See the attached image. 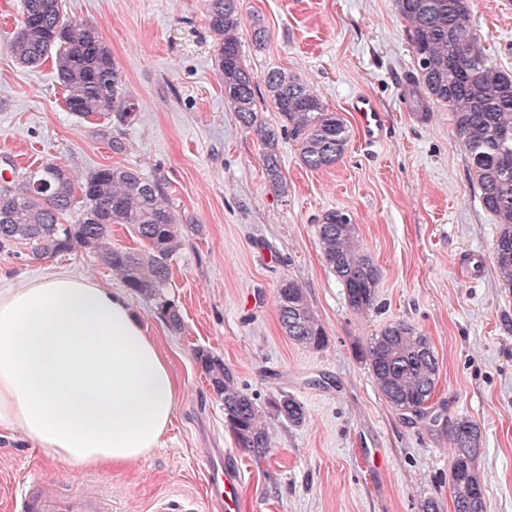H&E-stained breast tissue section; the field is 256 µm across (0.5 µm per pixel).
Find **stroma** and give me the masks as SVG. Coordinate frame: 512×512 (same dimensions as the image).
Wrapping results in <instances>:
<instances>
[{"instance_id": "1", "label": "stroma", "mask_w": 512, "mask_h": 512, "mask_svg": "<svg viewBox=\"0 0 512 512\" xmlns=\"http://www.w3.org/2000/svg\"><path fill=\"white\" fill-rule=\"evenodd\" d=\"M20 2L0 0V181L21 182L48 162L80 177L129 168L161 176L181 221L165 290L180 329L154 302L129 296L175 377V420L153 453L109 473L117 512H153L168 496L193 497L197 512H213L203 448L224 449L238 464V512H420L427 499L438 512H454L447 425L460 417L482 430L487 512H512V288L493 265L498 226L479 201L447 107H433L424 120L409 106L414 62L394 0H242L238 37L260 119L282 124L264 83L282 69L349 129L343 158L319 170L303 166L295 141L280 134L282 191L268 180L260 141L224 98L205 0H63L65 17L98 28L138 104L122 127L68 112L52 62L28 68L16 61ZM255 17L268 30L261 49ZM471 31L489 61L512 72V0H473ZM356 96L381 113L376 141L363 139L348 107ZM336 209L351 215L361 249L381 270L366 313L348 306L321 256L317 226ZM57 271L124 287L93 253L36 260L21 241L0 255L9 285ZM285 279L302 287L327 333L325 348L284 333L276 291ZM399 320L418 327L437 355L431 407L442 425L393 409L362 356L370 336ZM200 349L219 356L259 404L294 395L305 405L304 423L268 418L266 453L238 447L196 359ZM30 476L64 490L91 485L99 473L50 461L18 432L0 428V479Z\"/></svg>"}]
</instances>
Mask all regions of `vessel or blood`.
<instances>
[{"instance_id":"obj_1","label":"vessel or blood","mask_w":512,"mask_h":512,"mask_svg":"<svg viewBox=\"0 0 512 512\" xmlns=\"http://www.w3.org/2000/svg\"><path fill=\"white\" fill-rule=\"evenodd\" d=\"M352 107L360 114L365 134L373 135L379 116L372 102L359 98ZM241 482V472L236 463L223 451H214L206 470L210 500L224 512H233ZM8 509L9 512H112V495L101 486L65 495L59 492L55 483L36 479L10 497Z\"/></svg>"}]
</instances>
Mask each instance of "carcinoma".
I'll list each match as a JSON object with an SVG mask.
<instances>
[{
    "mask_svg": "<svg viewBox=\"0 0 512 512\" xmlns=\"http://www.w3.org/2000/svg\"><path fill=\"white\" fill-rule=\"evenodd\" d=\"M395 5L414 57L416 75L408 87L413 111L425 118L432 104L448 107L481 204L499 226L492 243L494 266L503 286L512 288V73L491 64L480 38L470 33V0H395ZM20 13L13 54L27 67L53 58L69 112L82 119L101 115L118 125L132 122L137 103L97 27L64 17L62 0H21ZM205 22L218 44L215 65L224 99L260 140L269 182L282 189L278 132L257 120L254 76L240 52V0H207ZM265 84L305 167L318 170L343 158L349 138L343 117L328 111L305 82L285 71L268 72ZM114 224L128 225L144 242V250L112 244ZM317 236L322 259L341 282L349 307L360 313L371 310L381 271L361 250L357 225L346 213L331 210L323 215ZM20 240L31 244L38 259L77 249L100 255L126 288L159 301L170 325L180 327L179 315L164 299L170 262L180 246V224L161 178L108 167L75 180L63 166L48 162L18 186L0 185V254L10 253ZM277 307L290 339L316 350L326 346L328 336L298 283H280ZM362 356L392 408L438 423L429 414L439 362L422 331L405 321L390 322L368 339ZM197 360L224 399V422L236 444L265 453L270 437L256 398L239 386L222 360L201 349ZM269 408L295 426L306 417L304 404L287 393L270 399ZM451 441L454 512H487L486 497L475 494L486 491L477 466L482 451L479 425L467 417L457 419Z\"/></svg>",
    "mask_w": 512,
    "mask_h": 512,
    "instance_id": "cac0c4a2",
    "label": "carcinoma"
}]
</instances>
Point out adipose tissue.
Returning <instances> with one entry per match:
<instances>
[{"mask_svg":"<svg viewBox=\"0 0 512 512\" xmlns=\"http://www.w3.org/2000/svg\"><path fill=\"white\" fill-rule=\"evenodd\" d=\"M175 412L169 363L124 294L66 272L0 289V427L108 472L158 448Z\"/></svg>","mask_w":512,"mask_h":512,"instance_id":"1","label":"adipose tissue"}]
</instances>
